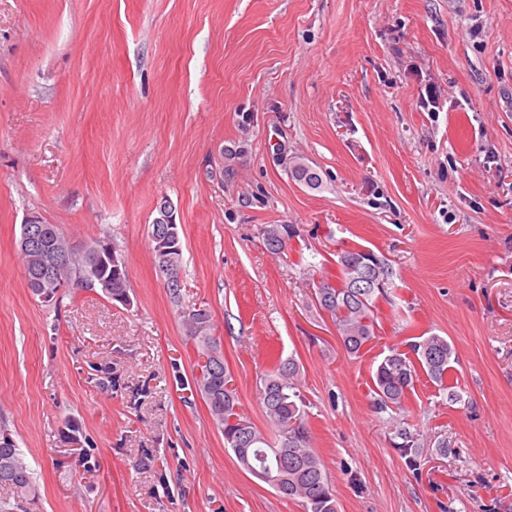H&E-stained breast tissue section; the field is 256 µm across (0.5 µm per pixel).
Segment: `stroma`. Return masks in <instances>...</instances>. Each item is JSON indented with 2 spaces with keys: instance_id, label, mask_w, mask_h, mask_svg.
Masks as SVG:
<instances>
[{
  "instance_id": "35a3bbf8",
  "label": "stroma",
  "mask_w": 512,
  "mask_h": 512,
  "mask_svg": "<svg viewBox=\"0 0 512 512\" xmlns=\"http://www.w3.org/2000/svg\"><path fill=\"white\" fill-rule=\"evenodd\" d=\"M164 200L176 300L150 238ZM32 214L78 249L110 238L129 305L34 296ZM267 224L288 226L281 252ZM357 246L395 286L355 357L312 292ZM199 306L258 427L263 374L299 362L337 512H512V0H0V428L38 485L0 488L10 512H304L193 393L181 313ZM426 332L460 399L417 381L409 428L450 448L412 465L370 383Z\"/></svg>"
}]
</instances>
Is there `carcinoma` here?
<instances>
[{
    "mask_svg": "<svg viewBox=\"0 0 512 512\" xmlns=\"http://www.w3.org/2000/svg\"><path fill=\"white\" fill-rule=\"evenodd\" d=\"M291 177L310 188L320 187L319 174L296 158L290 163ZM268 249L279 251L289 238L281 224L262 228ZM64 241L54 224H42L34 246L22 252L28 287L40 296L51 292L42 287V252ZM370 251L360 248L337 254L340 277L337 284L322 280L314 291V302L330 314L337 333L349 355L358 356L378 338L376 301L393 284L394 270L379 260L378 276L370 272ZM112 277V287L102 292L122 305L129 301V280L124 266L112 271L99 267L93 257L82 251L64 253L52 269L53 284L70 280L78 288H90L99 280ZM182 326L195 342L196 392L205 401L213 420L224 434V447L231 449L237 462L254 479L270 486L280 497L302 503L305 512H337L336 498L325 466L312 446L306 402L301 391V369L293 357L279 358L262 377L260 400L263 412L275 430L271 440L247 416L238 410L239 397L224 364V356L211 334L212 316L206 308L182 312ZM408 351L392 350L383 357L372 376L373 403L380 411L397 416L406 413L405 400L414 390L419 373L448 390L453 348L448 339L415 336ZM398 441L393 447L404 455L418 454L419 433L405 426L396 427ZM7 486L17 497L26 499L36 490L33 470L11 435L0 431V487Z\"/></svg>",
    "mask_w": 512,
    "mask_h": 512,
    "instance_id": "carcinoma-1",
    "label": "carcinoma"
}]
</instances>
